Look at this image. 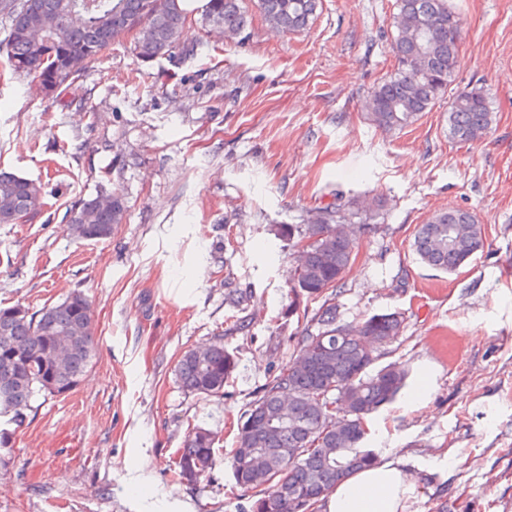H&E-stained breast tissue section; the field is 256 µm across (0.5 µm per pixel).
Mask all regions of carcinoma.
<instances>
[{
	"instance_id": "cac0c4a2",
	"label": "carcinoma",
	"mask_w": 512,
	"mask_h": 512,
	"mask_svg": "<svg viewBox=\"0 0 512 512\" xmlns=\"http://www.w3.org/2000/svg\"><path fill=\"white\" fill-rule=\"evenodd\" d=\"M319 0H258L274 28L306 30ZM397 35L394 73L369 97V120L391 131L414 123L445 97L459 66L461 26L448 0H395ZM189 15L179 0H0V75L8 69L29 77L47 94L61 95L115 39L143 25L134 41L136 57L149 62L181 45ZM202 22L234 36L248 25L240 0H209ZM495 122L486 89L473 87L448 97V137L473 144ZM42 189L31 179L0 169V224H20L37 212ZM126 206L116 191L101 190L69 212L74 237L103 240L122 223ZM353 213L338 202L318 205L307 223L288 225V239L307 241V260L297 273L288 315L303 324L288 364L270 375L248 403L229 455L232 491L251 498L250 512H293L294 503L314 495L321 508L338 482L369 466L376 452L365 447L366 418L392 403L406 386L409 370L396 362L377 371L380 348L396 341L403 319L377 314L357 326L341 323L338 299L355 249L345 224ZM454 240L448 242V226ZM485 246V230L468 209L441 210L418 227L413 251L437 270L453 274ZM320 299L300 309L301 299ZM96 354L91 305L73 291L62 301L20 315L0 308V417L21 427L32 402L44 393L61 396L80 384ZM235 356L216 342L189 349L176 375L200 398L224 396ZM282 419L276 431L265 427ZM216 434L196 426L188 431L174 462L177 478L197 482L216 464ZM256 448L254 464L246 450ZM296 462L289 463L291 458Z\"/></svg>"
}]
</instances>
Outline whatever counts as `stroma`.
Wrapping results in <instances>:
<instances>
[{"instance_id": "stroma-1", "label": "stroma", "mask_w": 512, "mask_h": 512, "mask_svg": "<svg viewBox=\"0 0 512 512\" xmlns=\"http://www.w3.org/2000/svg\"><path fill=\"white\" fill-rule=\"evenodd\" d=\"M394 0H321L286 34L243 0L235 39L193 13L196 54L137 59L125 35L65 94L0 82V167L47 202L0 224V306L31 310L78 290L98 351L75 392L37 396L0 469V512H247L227 456L238 421L290 356L294 248L282 226L340 200L360 221L340 299L356 324L399 312L388 354L409 366L368 422L378 455L415 483L404 512H512V0H450L463 31L452 90H488L496 120L475 144L448 138V106L385 133L366 118L390 73ZM127 212L111 238L80 240L66 215L100 188ZM473 210L486 245L458 273L411 248L436 211ZM223 342L238 366L220 398L182 388L185 351ZM217 433L198 482L170 470L189 428Z\"/></svg>"}]
</instances>
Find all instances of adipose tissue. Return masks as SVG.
<instances>
[{"label": "adipose tissue", "mask_w": 512, "mask_h": 512, "mask_svg": "<svg viewBox=\"0 0 512 512\" xmlns=\"http://www.w3.org/2000/svg\"><path fill=\"white\" fill-rule=\"evenodd\" d=\"M414 483L396 458L376 461L339 482L329 492L326 512H402Z\"/></svg>", "instance_id": "ef3b65f1"}]
</instances>
